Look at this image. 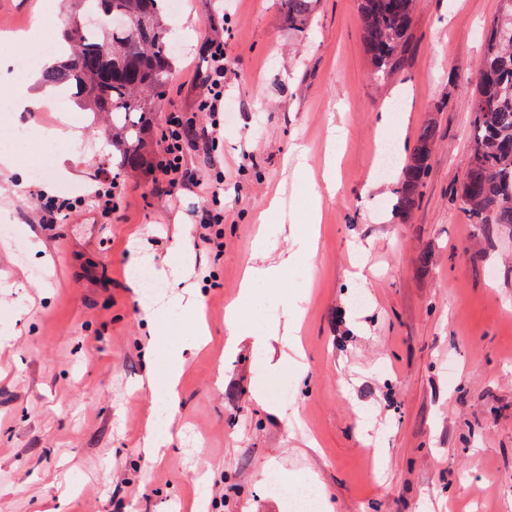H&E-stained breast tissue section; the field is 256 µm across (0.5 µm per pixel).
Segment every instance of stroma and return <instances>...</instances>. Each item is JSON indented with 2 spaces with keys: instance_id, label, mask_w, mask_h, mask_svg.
Listing matches in <instances>:
<instances>
[{
  "instance_id": "obj_1",
  "label": "stroma",
  "mask_w": 512,
  "mask_h": 512,
  "mask_svg": "<svg viewBox=\"0 0 512 512\" xmlns=\"http://www.w3.org/2000/svg\"><path fill=\"white\" fill-rule=\"evenodd\" d=\"M184 2L167 17L176 71L154 122L182 110L209 124L194 82L212 39L229 46L232 110L218 144L187 150L181 190L121 170L126 206L102 213L90 194L112 169L100 115L72 101L0 112L2 130L71 121L83 131L78 142H29L16 172L0 171V217L18 226L0 237V311L10 315L0 328V512H287L265 490L272 473L322 489L325 512H512V226L469 223L455 195L500 0H417L407 64L385 84L366 58L358 0H314L299 28L277 0ZM69 14L68 0H0V56L36 25L61 39ZM397 99L408 116L398 160L423 124L439 131L405 220L375 152L381 107ZM338 127L343 188L324 201L313 244L301 225L312 187L297 165L321 169ZM59 155L68 175L55 169ZM215 189L220 250L195 229ZM276 189L259 256L254 216ZM44 192L75 211L40 221ZM134 243L155 268L183 264L155 301L200 302L211 331L194 348L180 309L168 312L185 360L174 412L161 390L166 361L148 362L140 295L128 286ZM251 264L286 270L241 299ZM234 301L249 336L230 347ZM296 320L301 353L286 363L282 333ZM284 381L286 400L274 393ZM150 421L171 435L156 461Z\"/></svg>"
}]
</instances>
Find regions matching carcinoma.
<instances>
[{"instance_id":"cac0c4a2","label":"carcinoma","mask_w":512,"mask_h":512,"mask_svg":"<svg viewBox=\"0 0 512 512\" xmlns=\"http://www.w3.org/2000/svg\"><path fill=\"white\" fill-rule=\"evenodd\" d=\"M312 0H279L291 26L301 25ZM501 11L485 36L472 100L475 117L473 148L457 189L462 209L472 224H512V0H500ZM63 29L72 46L68 62L42 73L46 85L70 83L72 98L108 116L112 157L122 169L136 170L152 148L154 116L162 89L173 70L166 0H73ZM415 0H361L364 47L374 75L389 81L404 68L408 31ZM108 12L125 15L131 29L108 32L82 26L87 16ZM437 128L423 125L397 186V208L407 217L421 197Z\"/></svg>"}]
</instances>
